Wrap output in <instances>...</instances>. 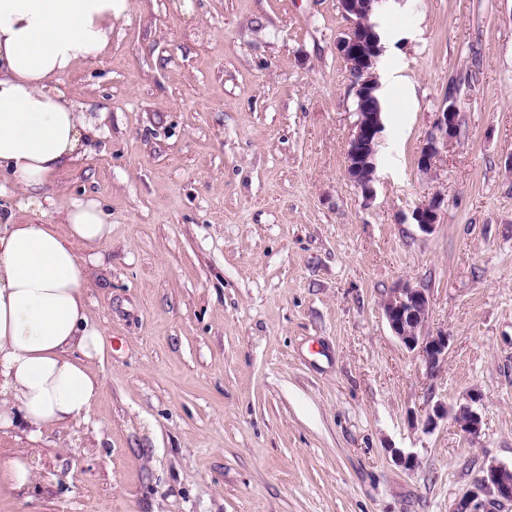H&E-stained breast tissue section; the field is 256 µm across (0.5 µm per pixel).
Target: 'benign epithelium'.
I'll list each match as a JSON object with an SVG mask.
<instances>
[{"label": "benign epithelium", "instance_id": "7a95c632", "mask_svg": "<svg viewBox=\"0 0 512 512\" xmlns=\"http://www.w3.org/2000/svg\"><path fill=\"white\" fill-rule=\"evenodd\" d=\"M342 13L352 21L347 32L336 41V51L351 76L356 100L357 119L353 124L346 151V174L365 197L373 194L376 180V149L384 129L376 72L383 46L371 17L379 14L388 0H338ZM459 114L454 92L445 97L444 106L436 113L433 129L423 141L418 166L429 171L442 150L457 137ZM444 197L435 194L413 212L419 229L431 232L437 224ZM431 307L429 289L405 284L393 289L381 303L382 312L393 335L408 350L417 352L426 376H437L448 361L450 335L446 330L433 331L428 326ZM482 395L466 394L450 407L434 404L424 422L425 430H434L439 422L452 418L458 430L475 442L482 433L483 419L478 410ZM512 506V466L489 462L481 468L473 487L459 496L450 512H489L491 505Z\"/></svg>", "mask_w": 512, "mask_h": 512}]
</instances>
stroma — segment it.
<instances>
[{
  "mask_svg": "<svg viewBox=\"0 0 512 512\" xmlns=\"http://www.w3.org/2000/svg\"><path fill=\"white\" fill-rule=\"evenodd\" d=\"M376 22L398 39L369 201L345 174L338 0H128L65 77L109 115L56 177L112 221L88 292L102 386L0 512H449L512 464V0H389ZM450 91L459 133L421 171ZM406 282L451 336L435 379L381 312ZM473 390L477 442L425 431ZM443 204L444 197L440 194H434L416 208L412 216L415 224L422 232L429 233L434 229Z\"/></svg>",
  "mask_w": 512,
  "mask_h": 512,
  "instance_id": "obj_1",
  "label": "stroma"
}]
</instances>
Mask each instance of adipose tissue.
Returning <instances> with one entry per match:
<instances>
[{
  "instance_id": "1",
  "label": "adipose tissue",
  "mask_w": 512,
  "mask_h": 512,
  "mask_svg": "<svg viewBox=\"0 0 512 512\" xmlns=\"http://www.w3.org/2000/svg\"><path fill=\"white\" fill-rule=\"evenodd\" d=\"M127 0H0V196L36 215L0 214V429L26 448L0 464V488L34 483L44 435L84 419L101 388L105 342L88 290L112 238L100 200L57 206L54 175L107 130L66 97L65 76L101 55Z\"/></svg>"
}]
</instances>
